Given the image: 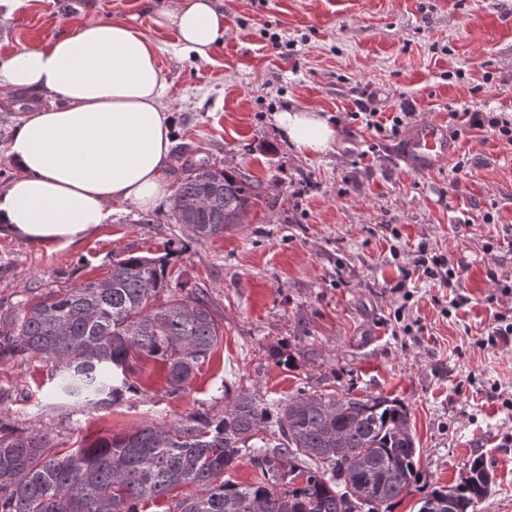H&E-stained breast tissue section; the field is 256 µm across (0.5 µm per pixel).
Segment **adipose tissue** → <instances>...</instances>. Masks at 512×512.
Masks as SVG:
<instances>
[{
  "label": "adipose tissue",
  "mask_w": 512,
  "mask_h": 512,
  "mask_svg": "<svg viewBox=\"0 0 512 512\" xmlns=\"http://www.w3.org/2000/svg\"><path fill=\"white\" fill-rule=\"evenodd\" d=\"M155 23L176 30L181 54L204 61L224 35L220 0H166ZM0 87L52 99L12 135L1 231L69 245L106 223L115 207L148 209L171 197L167 74L145 33L119 18L85 23L73 35L0 58ZM273 120L302 154L324 152L336 137L311 109L277 112Z\"/></svg>",
  "instance_id": "ef3b65f1"
}]
</instances>
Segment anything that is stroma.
<instances>
[{
	"instance_id": "1",
	"label": "stroma",
	"mask_w": 512,
	"mask_h": 512,
	"mask_svg": "<svg viewBox=\"0 0 512 512\" xmlns=\"http://www.w3.org/2000/svg\"><path fill=\"white\" fill-rule=\"evenodd\" d=\"M156 6L12 0L0 6V56L93 20H126L161 48L176 119L170 183L185 156L206 157L259 180L260 204L202 241L168 220L165 202L118 207L67 246L0 234V309L19 311L28 286L61 272L97 279L113 260L168 254L180 287L205 289L224 336L185 392L169 394L151 360L136 374L145 393L108 406L60 398L37 362L0 360V387L12 394L0 419L47 431L67 452L223 413L228 390L282 403L300 390L380 395L406 406L419 450L417 481L390 512H418L476 457L492 491L474 512H512V337L477 345L497 315L512 314V294L491 279L512 269V252L482 249L512 225V147L474 130L456 141L464 172L450 161L418 171L403 159L422 121L478 111L512 119V0H221L224 40L206 61L175 59L178 36L154 24ZM366 99L380 120L401 108L412 117L385 137L358 116ZM303 109L336 129L323 153L297 152L273 122ZM422 243L457 265L456 287L413 275ZM461 296L467 304L452 309Z\"/></svg>"
}]
</instances>
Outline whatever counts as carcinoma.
I'll return each mask as SVG.
<instances>
[{
	"mask_svg": "<svg viewBox=\"0 0 512 512\" xmlns=\"http://www.w3.org/2000/svg\"><path fill=\"white\" fill-rule=\"evenodd\" d=\"M170 219L197 240L224 233L260 200L243 172L189 156ZM167 257L117 259L107 276L62 283L0 315V358L35 359L59 373V394L96 404L142 392L140 362L166 366L170 393L186 390L223 337L202 289L172 293ZM224 414L190 413L101 437L64 455L50 433L0 419V512H144L141 505L190 483L192 498L166 512H377L410 492L418 470L406 407L383 396L308 394L285 405L230 394ZM260 472L251 484L224 478L244 458ZM484 461L469 476L432 489L418 512H469L489 492ZM451 502L435 510L431 504Z\"/></svg>",
	"mask_w": 512,
	"mask_h": 512,
	"instance_id": "cac0c4a2",
	"label": "carcinoma"
}]
</instances>
